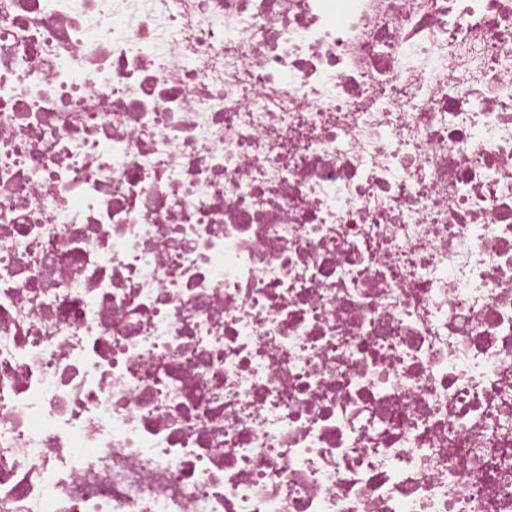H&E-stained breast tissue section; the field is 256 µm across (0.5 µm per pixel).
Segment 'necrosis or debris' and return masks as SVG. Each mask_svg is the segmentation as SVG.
Masks as SVG:
<instances>
[{"instance_id": "1", "label": "necrosis or debris", "mask_w": 512, "mask_h": 512, "mask_svg": "<svg viewBox=\"0 0 512 512\" xmlns=\"http://www.w3.org/2000/svg\"><path fill=\"white\" fill-rule=\"evenodd\" d=\"M0 512H512V0H0Z\"/></svg>"}]
</instances>
